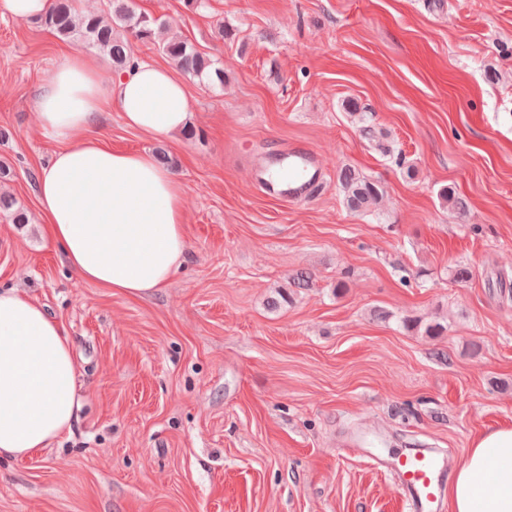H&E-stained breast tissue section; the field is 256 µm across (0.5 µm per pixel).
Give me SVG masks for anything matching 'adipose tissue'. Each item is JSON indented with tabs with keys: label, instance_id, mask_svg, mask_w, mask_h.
I'll return each instance as SVG.
<instances>
[{
	"label": "adipose tissue",
	"instance_id": "adipose-tissue-1",
	"mask_svg": "<svg viewBox=\"0 0 512 512\" xmlns=\"http://www.w3.org/2000/svg\"><path fill=\"white\" fill-rule=\"evenodd\" d=\"M114 102L128 127L155 138L179 133L191 111L183 81L156 63L107 80L92 51L62 56L36 102L42 130L64 143L39 175L38 203L80 279L142 298L168 287L186 258L185 190L151 153L88 136ZM75 376L65 326L17 289L0 290V455H33L69 431ZM448 501L451 512H512V428L474 438Z\"/></svg>",
	"mask_w": 512,
	"mask_h": 512
}]
</instances>
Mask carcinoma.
<instances>
[{"mask_svg": "<svg viewBox=\"0 0 512 512\" xmlns=\"http://www.w3.org/2000/svg\"><path fill=\"white\" fill-rule=\"evenodd\" d=\"M41 24L62 40H76L102 53L119 71L133 63L127 38L121 35L124 31L143 42L159 45L162 53L184 74L224 85V70L215 66L210 57L173 33L168 20L138 14L128 0H108L107 11L89 14L77 12L74 0H51ZM336 177L349 210L362 215L374 211L383 194L380 182L350 168L340 169ZM0 210L9 212L15 224L28 223L27 214L2 194Z\"/></svg>", "mask_w": 512, "mask_h": 512, "instance_id": "1", "label": "carcinoma"}]
</instances>
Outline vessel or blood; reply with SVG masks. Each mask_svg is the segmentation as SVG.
Returning a JSON list of instances; mask_svg holds the SVG:
<instances>
[{"instance_id":"b4317fda","label":"vessel or blood","mask_w":512,"mask_h":512,"mask_svg":"<svg viewBox=\"0 0 512 512\" xmlns=\"http://www.w3.org/2000/svg\"><path fill=\"white\" fill-rule=\"evenodd\" d=\"M274 166L288 172L277 194L289 203L308 201L327 173L317 154L295 145L283 149L271 164L260 166L259 172L268 174ZM387 467L408 494L411 512H439L444 499V470L438 457L400 451L390 455Z\"/></svg>"}]
</instances>
